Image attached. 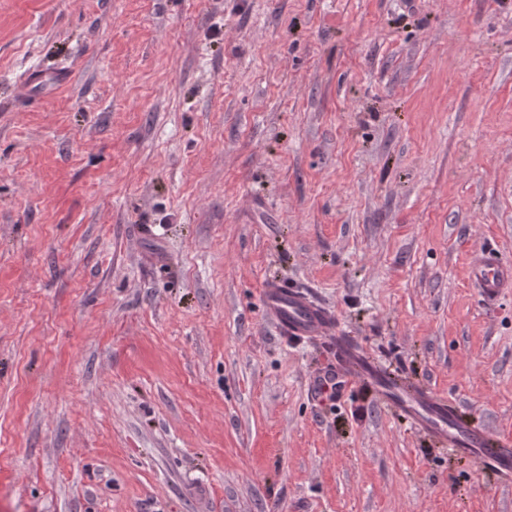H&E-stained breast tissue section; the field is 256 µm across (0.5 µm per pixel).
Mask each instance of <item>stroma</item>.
I'll list each match as a JSON object with an SVG mask.
<instances>
[{"label":"stroma","instance_id":"stroma-1","mask_svg":"<svg viewBox=\"0 0 512 512\" xmlns=\"http://www.w3.org/2000/svg\"><path fill=\"white\" fill-rule=\"evenodd\" d=\"M65 74L29 88L30 71ZM512 0H0V512H512L325 346L512 440ZM472 279L484 300L491 302L512 288V265L483 256L472 267ZM264 308L279 333L295 339L336 340L339 368L320 374L313 386L320 392L336 384L340 393L350 380H368L379 400L395 408L417 430L430 436L440 447L471 454L483 466L503 475L512 473V448L486 426H469L456 419L447 397L411 387L370 363L354 345L341 341L336 312L299 288L270 282L263 291ZM336 335V336H335Z\"/></svg>","mask_w":512,"mask_h":512}]
</instances>
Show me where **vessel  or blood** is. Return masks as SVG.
<instances>
[{
    "label": "vessel or blood",
    "instance_id": "b4317fda",
    "mask_svg": "<svg viewBox=\"0 0 512 512\" xmlns=\"http://www.w3.org/2000/svg\"><path fill=\"white\" fill-rule=\"evenodd\" d=\"M472 279L484 300L494 301L512 288V265L495 258L481 257L472 267ZM264 308L280 334L295 339H321L334 342L341 357L336 370L320 374L317 390L350 380H368L379 400L395 408L417 430L430 436L440 447L466 452L481 465L501 474L512 473V443L501 439L488 427L459 422L447 397L401 383L370 363L353 345L338 340L336 312L303 289L277 282L268 283L263 291Z\"/></svg>",
    "mask_w": 512,
    "mask_h": 512
}]
</instances>
